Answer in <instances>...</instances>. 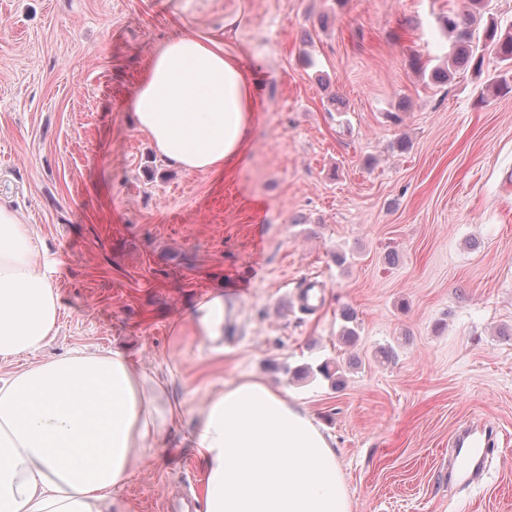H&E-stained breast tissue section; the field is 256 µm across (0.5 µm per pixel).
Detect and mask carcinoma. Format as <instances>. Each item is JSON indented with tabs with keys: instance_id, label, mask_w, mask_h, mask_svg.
Masks as SVG:
<instances>
[{
	"instance_id": "cac0c4a2",
	"label": "carcinoma",
	"mask_w": 512,
	"mask_h": 512,
	"mask_svg": "<svg viewBox=\"0 0 512 512\" xmlns=\"http://www.w3.org/2000/svg\"><path fill=\"white\" fill-rule=\"evenodd\" d=\"M486 7V0H469L468 9L461 13H450L443 18L448 30L456 33V51L452 62L465 64L469 62L479 50H491L502 63L500 73L494 79L495 87L507 90L512 86V26L506 29L499 28L498 23L491 19L485 25L482 33L476 32V25L481 19V10ZM300 372H313L323 379L337 384L339 366L335 363L324 361L316 367L306 366L298 368Z\"/></svg>"
}]
</instances>
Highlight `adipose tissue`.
I'll return each instance as SVG.
<instances>
[{
    "instance_id": "1",
    "label": "adipose tissue",
    "mask_w": 512,
    "mask_h": 512,
    "mask_svg": "<svg viewBox=\"0 0 512 512\" xmlns=\"http://www.w3.org/2000/svg\"><path fill=\"white\" fill-rule=\"evenodd\" d=\"M139 131L167 164L219 173L245 158L257 110L237 54L186 33L154 55L133 99ZM25 224L0 202V356L33 353L56 331L59 296ZM229 301L207 295L186 318L214 344ZM164 379L125 352H74L0 378V512H101L143 452L187 418L206 472L205 512H349L330 441L294 403L246 378L203 407L167 409Z\"/></svg>"
}]
</instances>
